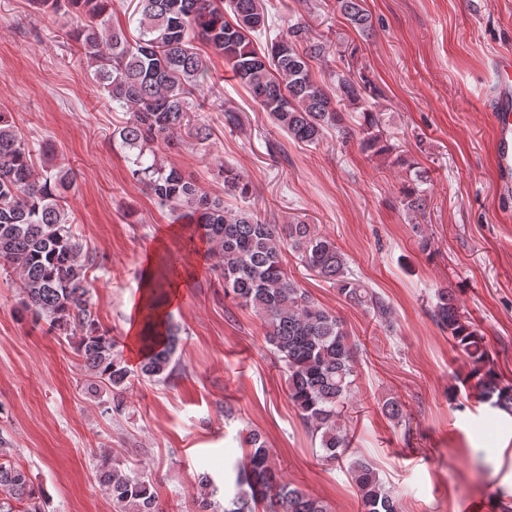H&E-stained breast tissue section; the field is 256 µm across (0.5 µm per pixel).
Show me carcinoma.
<instances>
[{
  "label": "carcinoma",
  "mask_w": 512,
  "mask_h": 512,
  "mask_svg": "<svg viewBox=\"0 0 512 512\" xmlns=\"http://www.w3.org/2000/svg\"><path fill=\"white\" fill-rule=\"evenodd\" d=\"M63 1L82 18L74 31L79 60L110 101L130 110L117 144L128 151L133 181L184 227L186 242L198 238L210 245L224 279V296L251 307L262 321L265 341L287 376L288 397L319 438L321 459L350 458L363 512H402L399 499L372 464L350 453L349 433L341 424L355 382L350 336L335 314L289 277L286 254L382 322L391 321L390 304L352 277L344 254L315 226L269 224L251 211L228 207L224 196L249 194L248 183L234 171L224 170V194L213 195L161 156L188 138L203 144L211 137L190 101L193 91L211 80L206 60L193 51L195 40L223 57L275 125L303 144H319L332 129L350 138L342 112L347 104L363 109L361 150L388 154L368 109L367 86L350 73L338 72V96H330L312 76V62L325 56L326 44L313 41L300 19L284 35L263 46L255 44L252 34L267 27L263 0H138L139 35L133 40L121 27L110 25L112 0H32L45 13L57 12ZM360 2L336 0V9L364 30L370 20ZM71 187L68 172L36 167L33 150L11 113L0 111V268L18 275L22 303L34 319L77 339L85 369L112 388V410L119 413L132 371L118 342L90 309L93 257L83 252L69 227ZM403 206L423 211L426 198L418 187H408ZM186 258L181 250L160 258L144 305L141 342L146 354L139 376L156 382L166 381L175 370L179 328L168 321L158 330L154 312L166 302L168 276L186 265ZM433 318L472 364L463 387L475 391L482 402L512 412V384L501 382L485 336L460 311L454 291L437 290ZM242 442L249 453L237 465L233 497L221 506L214 500L212 480L203 475L196 486L198 512H329L322 500L283 479L258 431H248ZM6 456L7 450L0 448V512H40V490ZM99 480L120 512H161L151 484L119 463L103 462Z\"/></svg>",
  "instance_id": "carcinoma-1"
}]
</instances>
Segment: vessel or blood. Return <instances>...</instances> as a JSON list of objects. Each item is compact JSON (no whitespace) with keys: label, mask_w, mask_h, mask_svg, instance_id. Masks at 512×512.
I'll return each mask as SVG.
<instances>
[{"label":"vessel or blood","mask_w":512,"mask_h":512,"mask_svg":"<svg viewBox=\"0 0 512 512\" xmlns=\"http://www.w3.org/2000/svg\"><path fill=\"white\" fill-rule=\"evenodd\" d=\"M496 107L492 113L497 181L503 190L512 189V60L502 59L495 89Z\"/></svg>","instance_id":"obj_1"}]
</instances>
